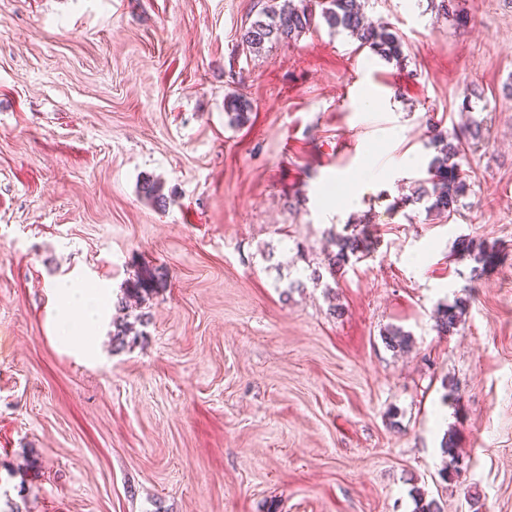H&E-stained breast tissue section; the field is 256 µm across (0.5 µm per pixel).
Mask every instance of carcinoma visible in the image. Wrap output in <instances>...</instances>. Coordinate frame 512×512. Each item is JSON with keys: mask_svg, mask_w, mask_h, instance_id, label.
<instances>
[{"mask_svg": "<svg viewBox=\"0 0 512 512\" xmlns=\"http://www.w3.org/2000/svg\"><path fill=\"white\" fill-rule=\"evenodd\" d=\"M251 12L255 18L242 27L239 34V47L245 54L258 56L266 44L296 39L321 20L332 29L348 32L360 46L369 48L384 59H405L402 37L389 28H377L369 23L361 0H255ZM251 109L250 101L241 94L230 93L224 97V110L230 115L233 125H244ZM431 145L435 154L427 168L428 177L419 181L412 196L406 197L405 202L413 204L425 201L429 212L438 218H448L458 212L469 184L461 173L459 145L448 134L437 129L433 130ZM140 193L155 207L166 208L167 198L160 181L144 180ZM365 250L364 238L334 232L329 236L323 265L334 278L351 257ZM464 311L465 306L460 302L441 307L437 326L445 332L454 329ZM384 340L387 347L403 351L409 347L410 336L399 328H391L384 334Z\"/></svg>", "mask_w": 512, "mask_h": 512, "instance_id": "cac0c4a2", "label": "carcinoma"}]
</instances>
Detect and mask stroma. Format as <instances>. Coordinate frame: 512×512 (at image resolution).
<instances>
[{
	"instance_id": "obj_1",
	"label": "stroma",
	"mask_w": 512,
	"mask_h": 512,
	"mask_svg": "<svg viewBox=\"0 0 512 512\" xmlns=\"http://www.w3.org/2000/svg\"><path fill=\"white\" fill-rule=\"evenodd\" d=\"M438 2L366 4L399 63L245 56L253 0H0V512H512V0ZM469 118L458 212L404 204ZM373 150L414 163L345 205ZM331 229L368 248L316 282ZM76 271L136 319L94 367L48 318ZM252 109L251 103L241 94L230 93L224 97V110L230 115V123L242 126L248 120L247 113Z\"/></svg>"
}]
</instances>
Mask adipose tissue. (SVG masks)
<instances>
[{"label":"adipose tissue","instance_id":"adipose-tissue-1","mask_svg":"<svg viewBox=\"0 0 512 512\" xmlns=\"http://www.w3.org/2000/svg\"><path fill=\"white\" fill-rule=\"evenodd\" d=\"M50 296L54 332L59 342L86 363H96L110 316L108 290L68 279L57 283Z\"/></svg>","mask_w":512,"mask_h":512}]
</instances>
